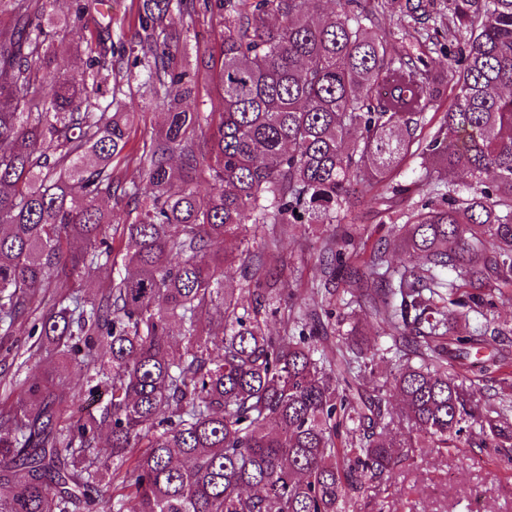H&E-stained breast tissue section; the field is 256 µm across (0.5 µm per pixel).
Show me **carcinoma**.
<instances>
[{
    "label": "carcinoma",
    "mask_w": 512,
    "mask_h": 512,
    "mask_svg": "<svg viewBox=\"0 0 512 512\" xmlns=\"http://www.w3.org/2000/svg\"><path fill=\"white\" fill-rule=\"evenodd\" d=\"M322 2L138 0V63L167 106L164 131L139 157L143 195L113 175L132 104L100 99L102 71L121 69L112 22L85 35L96 0H71L62 20L52 0H0L11 18L0 29V327L12 335L50 295L45 351L70 358L88 393L107 394L93 411L50 379L0 407V512H350L363 480L391 478L414 430L434 448H512V402L472 388L503 375L500 361L470 364L464 380L452 372L486 333L448 328L450 308L485 318L479 289L512 286V0H400L428 42L439 33L431 21L462 45L448 56L453 101L428 141L416 131L441 85L423 57L390 52L378 24L386 0H343L316 21ZM199 13L224 25L217 120L184 107L194 85L173 66L170 29ZM70 53L85 56L82 71L66 68ZM420 155L432 167L392 183ZM448 170L469 183L443 181ZM194 174L212 183L208 195ZM359 184L396 196L429 188L405 224L362 252L361 273L344 259L352 234L342 225ZM105 196L128 208L121 255ZM290 224L339 225L320 260L325 293L351 273L374 321L397 331L394 371L369 394L359 339L332 346L319 333L333 309L293 303L289 325L265 331L281 304L278 256L269 246L252 256L249 244ZM228 238L248 256L235 284L224 281L234 257L212 250ZM396 253L422 264L401 270ZM115 266L97 298L73 292ZM104 430L112 463L96 464Z\"/></svg>",
    "instance_id": "carcinoma-1"
}]
</instances>
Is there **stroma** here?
Here are the masks:
<instances>
[{"instance_id":"35a3bbf8","label":"stroma","mask_w":512,"mask_h":512,"mask_svg":"<svg viewBox=\"0 0 512 512\" xmlns=\"http://www.w3.org/2000/svg\"><path fill=\"white\" fill-rule=\"evenodd\" d=\"M112 17V38L126 47L137 48L139 27L132 0H102L96 11L85 20L87 33H95L96 23L102 15ZM381 27L392 33V49L397 53L424 54L429 68L438 80L448 75V54L444 51L427 52L423 40L409 19L404 18L398 4H391L380 15ZM181 52L174 61L179 69L189 70L195 84V94L188 100L190 110L219 112L223 109L221 91L213 70L197 66L200 58L221 60L224 46V27L218 20L199 19L190 31L180 34ZM145 74L140 66L124 68L121 82L122 94L134 100L136 106L130 125V140L125 150L127 158L115 169L122 181H138L142 192L150 186L139 169L138 159L143 150L149 148L160 136L165 125L166 106L152 100L144 87ZM386 191L375 187L367 192L352 212L357 241H365L368 231L375 225L386 226L398 223L403 212L419 203V196L407 200H393L384 205ZM331 227H314L306 224L290 226L287 233L276 242L281 262L275 274L281 280L280 293L283 300H295L318 308L334 305L344 313V323L328 325L329 336L338 332L356 330L373 339L380 353L371 363V374L362 380L364 390L370 391L378 381L388 375L391 364L381 352L392 349L394 340L390 329L374 325L365 310L353 303L351 283L336 284L334 296L319 292V249L323 240L331 234ZM33 318L20 319L12 335H0V401L7 392H18L20 383L41 380L51 375H61L72 392L84 391L85 380L80 372L67 370L61 359L39 356L23 363L14 359L13 345L29 347L39 343V336L31 335ZM360 500L380 504L383 512H512V469H504L500 455L493 448H454L440 451L417 441L408 457L402 462L391 483L365 482L359 494Z\"/></svg>"}]
</instances>
